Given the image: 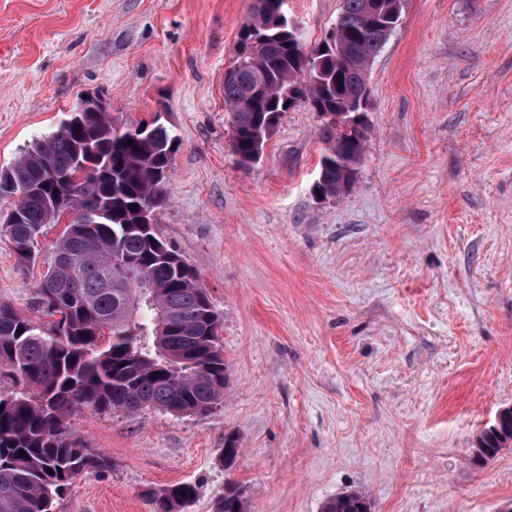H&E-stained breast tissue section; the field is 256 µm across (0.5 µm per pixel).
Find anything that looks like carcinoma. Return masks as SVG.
<instances>
[{"label":"carcinoma","instance_id":"1","mask_svg":"<svg viewBox=\"0 0 512 512\" xmlns=\"http://www.w3.org/2000/svg\"><path fill=\"white\" fill-rule=\"evenodd\" d=\"M246 20L239 55L224 75L230 147L246 166L281 117L301 103L309 110L347 112L367 95L366 73L396 27L398 0H342L337 45L326 50L288 37L272 21L277 0ZM326 147L319 180L334 197L358 168L366 135L321 129ZM176 137L156 118L118 131L107 112H70L60 127L0 169V196L20 194L6 232L19 262L36 259L35 243L63 215L38 303L57 325L45 330L0 303V370L24 391L0 392V512H52L53 501L82 472L105 462L65 434L80 407H146L174 416L209 411L223 401L231 378L217 342L219 318L197 274L164 243L145 211L166 203L163 182ZM512 418L478 436L482 459L502 449ZM26 456H21V452ZM238 454V437L224 435V463ZM53 473H48L47 469ZM197 488L180 483L151 492L153 512H184ZM214 512H245L240 485L228 481ZM325 512H371L361 492L332 499Z\"/></svg>","mask_w":512,"mask_h":512}]
</instances>
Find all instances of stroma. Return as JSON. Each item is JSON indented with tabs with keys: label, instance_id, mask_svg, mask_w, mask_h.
<instances>
[{
	"label": "stroma",
	"instance_id": "35a3bbf8",
	"mask_svg": "<svg viewBox=\"0 0 512 512\" xmlns=\"http://www.w3.org/2000/svg\"><path fill=\"white\" fill-rule=\"evenodd\" d=\"M251 0H0V169L87 94L126 130L162 116L177 137L158 233L208 289L231 383L193 416L76 411L105 467L53 512H152L194 483L212 512L226 481L246 512H505L512 447L477 463L479 432L512 406V0H403L372 60L367 149L340 196L314 192L321 120L287 112L261 161L230 148L224 71ZM341 0H287L306 45ZM0 302L35 323L64 224L21 264L4 231ZM238 435L232 465L224 436ZM197 488L191 483H180L151 491L153 512H183L196 497ZM325 512H371L369 498L361 492L341 494L332 499Z\"/></svg>",
	"mask_w": 512,
	"mask_h": 512
}]
</instances>
